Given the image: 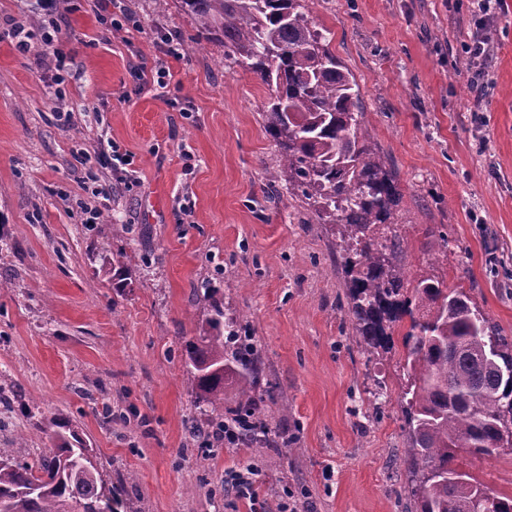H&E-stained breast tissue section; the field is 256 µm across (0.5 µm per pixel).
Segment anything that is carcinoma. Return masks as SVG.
Wrapping results in <instances>:
<instances>
[{
    "mask_svg": "<svg viewBox=\"0 0 512 512\" xmlns=\"http://www.w3.org/2000/svg\"><path fill=\"white\" fill-rule=\"evenodd\" d=\"M202 34L224 43V59L253 72L269 89L263 105L266 132L279 147V169L268 178L288 182L318 224L337 237L347 274V314L359 346L385 347L387 327L411 316L404 334L407 385L401 404L409 448L408 494L416 512H466L473 489L450 484L458 449L491 457L512 445V384L500 377L512 366V344L499 335L463 288L422 278L407 282L399 263L400 235L393 229L399 189L394 172L365 126L358 84L329 50L313 24L308 0H176ZM112 280L128 287L116 259ZM208 303L202 335L181 355L197 404L209 409L207 427H195L204 450L208 432L228 423L244 429L253 448L299 449L270 437L264 406L281 403L275 387L258 390L261 358L248 322L224 319L207 283L197 289ZM234 390L237 409L224 413ZM50 448L31 461L0 448V512H117L114 487L89 449L60 418L46 432ZM485 512H512V495L489 492Z\"/></svg>",
    "mask_w": 512,
    "mask_h": 512,
    "instance_id": "carcinoma-1",
    "label": "carcinoma"
}]
</instances>
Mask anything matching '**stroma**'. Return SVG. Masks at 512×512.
<instances>
[{"label": "stroma", "mask_w": 512, "mask_h": 512, "mask_svg": "<svg viewBox=\"0 0 512 512\" xmlns=\"http://www.w3.org/2000/svg\"><path fill=\"white\" fill-rule=\"evenodd\" d=\"M103 0H62L54 44L64 84L41 56L38 0H0V371L21 399L0 406V448H48V419L69 420L105 480L140 512H280L283 489L309 512H415L406 490L403 334L364 354L338 302L336 238L271 183L279 151L262 118L268 89L224 59L175 0H125L141 31L103 34ZM469 0H312L311 16L360 87L367 129L394 171L407 280L465 288L512 342V0L493 27L483 97L462 51ZM179 39L166 88L139 87L165 37ZM131 172L99 163L109 143ZM110 183L93 196L89 173ZM99 213L90 224L80 209ZM447 246L436 244L439 232ZM125 255L129 285L112 286ZM210 281L225 316L246 317L267 378L288 398L273 430L302 453L243 445L197 455L207 417L186 384L181 344L207 316ZM111 404L104 422L81 391ZM256 464L255 499L225 490ZM457 465L512 494V454ZM134 475V485L123 484Z\"/></svg>", "instance_id": "35a3bbf8"}]
</instances>
